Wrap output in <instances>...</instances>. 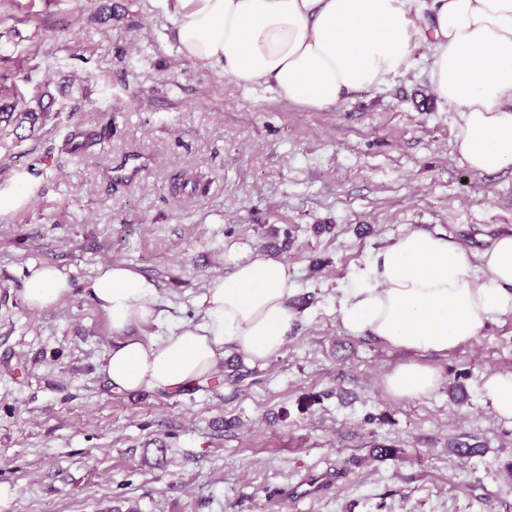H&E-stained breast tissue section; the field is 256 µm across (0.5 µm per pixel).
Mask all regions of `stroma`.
<instances>
[{
	"mask_svg": "<svg viewBox=\"0 0 512 512\" xmlns=\"http://www.w3.org/2000/svg\"><path fill=\"white\" fill-rule=\"evenodd\" d=\"M171 27L164 0H0L4 99L50 109L34 133L0 128V190L23 171L34 187L0 214V512H512V423L481 390L512 373V317L439 354L351 335L338 313L406 231L474 251L511 234L512 166L463 163L426 48L410 71L309 110L186 59ZM131 155L139 176L112 178ZM257 254L295 273L299 318L278 355L254 363L228 343L220 361L240 363V382L112 390L110 321L83 288L100 265L155 283L163 320L130 333L157 341L199 322L209 281ZM43 262L74 290L33 311L25 274ZM407 363L434 367L439 387L388 394ZM457 442L476 454H451ZM324 472L322 495L276 501Z\"/></svg>",
	"mask_w": 512,
	"mask_h": 512,
	"instance_id": "obj_1",
	"label": "stroma"
}]
</instances>
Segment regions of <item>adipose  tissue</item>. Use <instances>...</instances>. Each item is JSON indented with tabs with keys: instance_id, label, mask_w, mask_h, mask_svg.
I'll use <instances>...</instances> for the list:
<instances>
[{
	"instance_id": "1",
	"label": "adipose tissue",
	"mask_w": 512,
	"mask_h": 512,
	"mask_svg": "<svg viewBox=\"0 0 512 512\" xmlns=\"http://www.w3.org/2000/svg\"><path fill=\"white\" fill-rule=\"evenodd\" d=\"M172 35L188 60L237 84L264 83L280 99L328 109L409 71L416 48L432 63L433 95L461 117L458 151L468 167L493 174L512 165V0H166ZM287 263L257 256L214 278L197 305L199 324L158 342L131 336L157 319L156 286L120 264L85 282L108 314L116 340L104 371L114 389L178 393L208 380L225 343L251 360L278 355L298 311L289 304ZM68 274L33 264L24 281L29 309L70 295ZM340 320L400 348L443 353L512 315V235L474 253L443 235L412 230L380 248L344 290ZM440 383L428 365H403L384 384L397 397L428 395Z\"/></svg>"
}]
</instances>
